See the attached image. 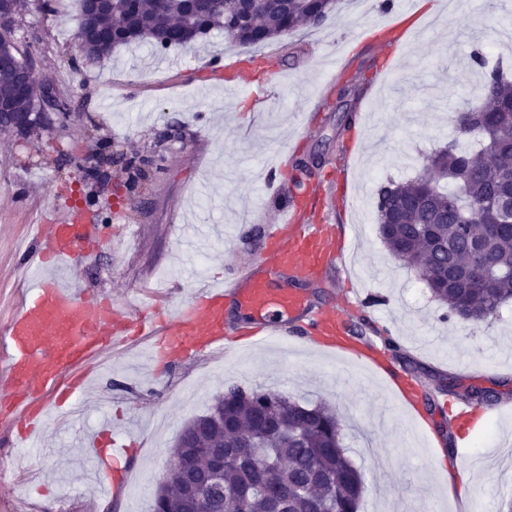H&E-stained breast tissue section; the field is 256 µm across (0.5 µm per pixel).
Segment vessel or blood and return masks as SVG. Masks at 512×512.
Wrapping results in <instances>:
<instances>
[{
  "instance_id": "b4317fda",
  "label": "vessel or blood",
  "mask_w": 512,
  "mask_h": 512,
  "mask_svg": "<svg viewBox=\"0 0 512 512\" xmlns=\"http://www.w3.org/2000/svg\"><path fill=\"white\" fill-rule=\"evenodd\" d=\"M286 219L268 225V248L244 273L222 281L196 284L192 297L172 311L149 304L119 315L109 298L63 279L67 268L92 260L100 247L111 245L95 214L73 205L70 214L53 224L32 227L31 247L43 268L32 297L23 299L0 334V397L8 402L6 427L21 436L41 432L51 404L72 405L85 387L86 376L112 350L118 333L152 338L155 361L223 349L225 309L249 317L256 334L273 325L305 321L309 333L336 332L347 297L323 305L308 299L304 286L323 276L336 261V240L321 224H303L294 206ZM382 376L413 409L423 406L419 389L398 371L386 367ZM455 428L456 443H465L474 428L472 404L458 400L437 405ZM82 455L91 457L104 486L119 494L126 475L110 478L112 438L108 426L87 435Z\"/></svg>"
}]
</instances>
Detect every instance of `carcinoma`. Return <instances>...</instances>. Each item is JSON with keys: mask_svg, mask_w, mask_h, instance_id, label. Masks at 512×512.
<instances>
[{"mask_svg": "<svg viewBox=\"0 0 512 512\" xmlns=\"http://www.w3.org/2000/svg\"><path fill=\"white\" fill-rule=\"evenodd\" d=\"M130 20L124 0L97 21L98 38L111 48L151 44L173 25L183 26L175 44L220 30L249 50L296 30L323 25L339 0H264L255 20L235 12L246 0H137ZM0 35V98H11L8 72L30 62L15 39ZM480 107L460 109L450 122L454 137L419 164L417 176L378 190L379 235L393 259L415 270L448 316L481 323L512 301V209L496 210L490 229L488 206L512 186V81L497 66L484 73ZM433 178L425 179L426 171ZM193 447L186 448L184 444ZM173 450L189 454L198 479L207 482L215 455L224 452V475L214 489L212 512H229L245 500L247 512H270L266 487H278L284 512H358L364 474L342 446V424L324 407H309L266 389L232 386L208 412L188 421ZM185 477L172 474L153 500L152 512H180Z\"/></svg>", "mask_w": 512, "mask_h": 512, "instance_id": "1", "label": "carcinoma"}]
</instances>
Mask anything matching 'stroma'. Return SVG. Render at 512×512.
Returning <instances> with one entry per match:
<instances>
[{"mask_svg":"<svg viewBox=\"0 0 512 512\" xmlns=\"http://www.w3.org/2000/svg\"><path fill=\"white\" fill-rule=\"evenodd\" d=\"M410 0H342L321 27H301L243 51L214 31L188 48L117 47L109 63L84 62L75 32L76 0H53L42 13L19 0L15 37L37 59L42 80L72 119L27 137L0 132V330L20 294L15 268L26 227L68 213L87 198L113 239L128 246L105 251L74 276L133 313L137 285L176 286L170 307L187 300L198 278L240 273L263 249V227L279 217L261 174L285 159L317 160L313 182L328 181L320 197L283 176L289 202L308 224L329 222L341 260L307 291L315 301L343 293L352 302L347 347L393 331L401 346L398 371L438 399L439 378L497 389L494 415L471 436V455L512 448V303L485 323L446 319L425 281L398 265L375 222L359 223L358 202L375 209L379 186L412 177L422 158L453 136L450 113L475 103L481 69L472 56L507 23L498 0H464L429 22L408 14ZM238 64L269 84L265 106L245 89H227L216 62ZM353 89L340 99L341 86ZM355 123L344 129L345 113ZM112 150L101 183L84 181L78 159L98 143ZM154 156L143 188L131 185V159ZM123 209L113 222L114 209ZM240 338L224 352L152 367L144 354H119L91 388L83 418L47 412L44 445H19L0 431V512H151L154 493L184 424L203 415L231 385L258 387L306 404L326 403L344 419V444L368 485L359 512H500L512 500V466L484 471L467 499L448 476L462 460L447 442H433L441 419L404 413L370 368L336 354L313 355L303 338L271 336L257 345L249 324L232 314ZM110 423L124 445L128 425L141 444L115 464L143 476L136 501L98 495L77 464L70 442Z\"/></svg>","mask_w":512,"mask_h":512,"instance_id":"35a3bbf8","label":"stroma"}]
</instances>
